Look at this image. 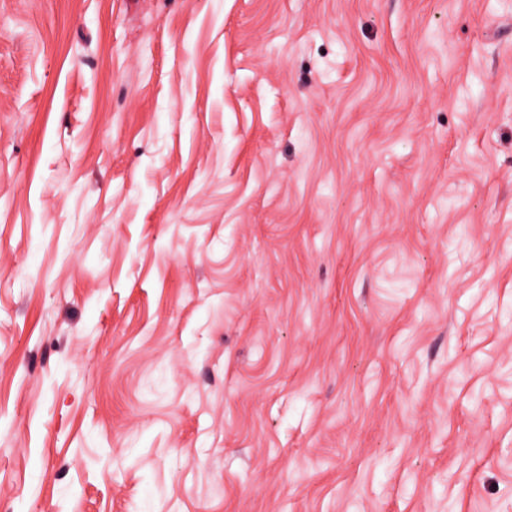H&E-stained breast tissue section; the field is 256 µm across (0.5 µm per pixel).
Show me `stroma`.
<instances>
[{
    "label": "stroma",
    "mask_w": 512,
    "mask_h": 512,
    "mask_svg": "<svg viewBox=\"0 0 512 512\" xmlns=\"http://www.w3.org/2000/svg\"><path fill=\"white\" fill-rule=\"evenodd\" d=\"M0 505L512 512V0H0Z\"/></svg>",
    "instance_id": "obj_1"
}]
</instances>
